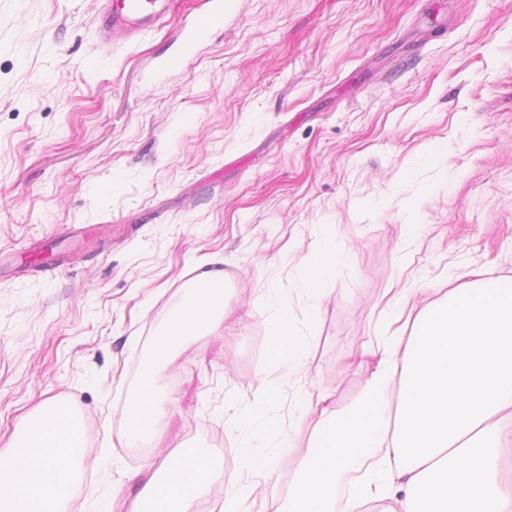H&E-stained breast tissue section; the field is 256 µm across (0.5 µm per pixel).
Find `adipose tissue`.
<instances>
[{
  "instance_id": "obj_1",
  "label": "adipose tissue",
  "mask_w": 512,
  "mask_h": 512,
  "mask_svg": "<svg viewBox=\"0 0 512 512\" xmlns=\"http://www.w3.org/2000/svg\"><path fill=\"white\" fill-rule=\"evenodd\" d=\"M341 257L330 246L309 258L302 287L324 292ZM210 292L186 290L167 330L142 363L136 391L124 407L127 440L147 447L160 435L166 399L160 366L188 337L217 330L224 317L223 271L198 275ZM269 343L267 372L248 400L224 398L225 424L236 432L238 469L230 476L223 512H247L248 475L269 473L270 449L287 434L268 412L283 389L299 387L297 357L305 347L287 304L262 300ZM400 380L399 404L387 393ZM512 446V285L483 278L448 294L421 315L406 345L381 352L359 401L325 416L314 428L296 478L273 512H353L377 499L396 512H512V480L501 459ZM86 453L72 412L48 402L23 426L12 452L0 455V512H68L78 485L76 461ZM213 461L183 454L140 472L137 512H187L210 485Z\"/></svg>"
}]
</instances>
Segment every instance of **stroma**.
<instances>
[{"instance_id": "stroma-1", "label": "stroma", "mask_w": 512, "mask_h": 512, "mask_svg": "<svg viewBox=\"0 0 512 512\" xmlns=\"http://www.w3.org/2000/svg\"><path fill=\"white\" fill-rule=\"evenodd\" d=\"M203 0L115 40L104 0H0V453L47 399L88 451L68 512H132L146 459L207 454L220 512L237 439L224 396L265 364L267 291L306 323L305 260L342 262L317 300L307 419L252 476L273 512L318 421L361 397L386 336L476 273L512 279V0H235L186 47ZM223 260L225 318L161 372L150 448L122 410L183 289Z\"/></svg>"}]
</instances>
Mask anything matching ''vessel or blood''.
<instances>
[{"instance_id": "obj_1", "label": "vessel or blood", "mask_w": 512, "mask_h": 512, "mask_svg": "<svg viewBox=\"0 0 512 512\" xmlns=\"http://www.w3.org/2000/svg\"><path fill=\"white\" fill-rule=\"evenodd\" d=\"M232 6V0H208L207 7L193 17L186 29L188 42L202 40L223 28ZM167 13L166 0H107L95 25L102 44H109L117 36L133 41L144 31L164 22Z\"/></svg>"}]
</instances>
